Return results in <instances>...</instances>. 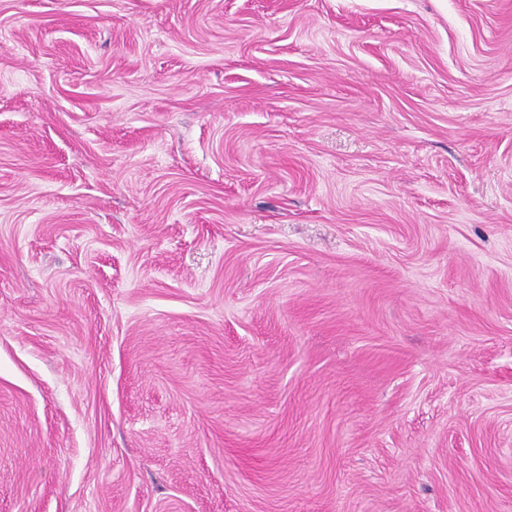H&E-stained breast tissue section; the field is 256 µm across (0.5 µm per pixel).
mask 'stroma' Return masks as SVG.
I'll use <instances>...</instances> for the list:
<instances>
[{
    "mask_svg": "<svg viewBox=\"0 0 512 512\" xmlns=\"http://www.w3.org/2000/svg\"><path fill=\"white\" fill-rule=\"evenodd\" d=\"M0 512H512V0H0Z\"/></svg>",
    "mask_w": 512,
    "mask_h": 512,
    "instance_id": "obj_1",
    "label": "stroma"
}]
</instances>
